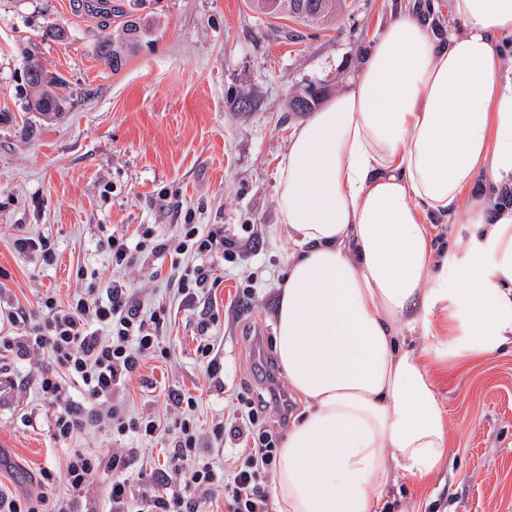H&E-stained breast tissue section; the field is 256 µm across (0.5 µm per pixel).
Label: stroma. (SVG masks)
I'll return each mask as SVG.
<instances>
[{"label": "stroma", "instance_id": "stroma-1", "mask_svg": "<svg viewBox=\"0 0 512 512\" xmlns=\"http://www.w3.org/2000/svg\"><path fill=\"white\" fill-rule=\"evenodd\" d=\"M408 0H346L335 23L306 27L258 19L247 0H160L152 41L119 72L95 53V18L72 0H0V308L37 319L38 294L66 297L78 267L105 270L98 247L113 226L152 227L157 239L184 222L223 227L252 247L215 265L213 287L183 301L170 261L145 254L134 285L169 311L162 344L130 384L139 415L163 413L168 392L195 396L204 424L245 389L265 386L274 351L276 285L288 260L277 204L278 167L300 114L291 96L309 85L334 96ZM63 23L66 41L41 38ZM40 60L67 91L61 117L28 109L24 69ZM46 235L45 266L14 249L19 235ZM209 320L207 334L199 323ZM208 337L224 359L212 387L195 351ZM429 368L449 416V450L436 475L390 485L391 512H512V348L462 365ZM33 369L0 352V491H36L42 469L62 464L54 407Z\"/></svg>", "mask_w": 512, "mask_h": 512}]
</instances>
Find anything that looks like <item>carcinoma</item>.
Returning a JSON list of instances; mask_svg holds the SVG:
<instances>
[{
	"mask_svg": "<svg viewBox=\"0 0 512 512\" xmlns=\"http://www.w3.org/2000/svg\"><path fill=\"white\" fill-rule=\"evenodd\" d=\"M344 0H249L254 12L267 19L293 18L307 25H320L336 17ZM156 5L159 0H82V8L101 20V29L108 28L109 21L115 19L121 25L118 37L112 38L106 33L100 36L96 44V53L103 59L112 72L120 71L129 56L135 52L141 42L152 35L154 21L136 15L134 6ZM41 70V80H27L26 85L33 92L32 109L45 118H53L62 113L63 97L54 92L63 85L56 74L42 64L32 62L25 73L31 69ZM321 91L306 89L291 99V110L309 112L319 102Z\"/></svg>",
	"mask_w": 512,
	"mask_h": 512,
	"instance_id": "carcinoma-1",
	"label": "carcinoma"
}]
</instances>
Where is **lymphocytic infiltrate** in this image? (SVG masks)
<instances>
[{
	"label": "lymphocytic infiltrate",
	"mask_w": 512,
	"mask_h": 512,
	"mask_svg": "<svg viewBox=\"0 0 512 512\" xmlns=\"http://www.w3.org/2000/svg\"><path fill=\"white\" fill-rule=\"evenodd\" d=\"M242 247L221 229L198 224L175 225L161 241L147 227L132 236L116 228L101 243L112 269L107 281L89 279L81 267L76 277L82 285L66 299L50 293L38 297V320L7 312L13 331L0 336V349L18 360L37 362L33 383L53 404V436L68 449L63 468L41 471L36 494H0V512H97L100 502L107 512H207L206 503L219 490L224 512H268L277 448L265 414L273 410L287 416L288 403L280 391L265 397L240 393L233 411L206 427L193 414L195 397L182 393H169L161 418L135 414L128 404L133 376L163 352L166 310L147 304L126 273L138 268L145 253L169 257L175 290L189 301L209 285V260ZM103 427L121 440L171 434L166 467L137 483L132 474L140 449L121 447L102 454L71 447L74 438ZM227 439L235 448L225 470L204 454L209 445ZM100 475L107 482L97 502L90 490ZM59 486L64 492L58 497L54 491Z\"/></svg>",
	"instance_id": "f902f5d3"
}]
</instances>
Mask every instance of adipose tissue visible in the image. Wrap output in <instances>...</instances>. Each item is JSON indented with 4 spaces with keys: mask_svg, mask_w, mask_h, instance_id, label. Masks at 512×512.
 Instances as JSON below:
<instances>
[{
    "mask_svg": "<svg viewBox=\"0 0 512 512\" xmlns=\"http://www.w3.org/2000/svg\"><path fill=\"white\" fill-rule=\"evenodd\" d=\"M462 28L405 11L348 87L301 121L280 163L292 250L274 349L303 403L277 450L276 512H382L398 478L442 466L448 418L428 362L512 343V208L491 215L479 176L512 182V77L498 42L512 0H452ZM467 225L466 262L428 224ZM470 335L433 340L434 314ZM429 337L405 351L403 328Z\"/></svg>",
    "mask_w": 512,
    "mask_h": 512,
    "instance_id": "adipose-tissue-1",
    "label": "adipose tissue"
}]
</instances>
